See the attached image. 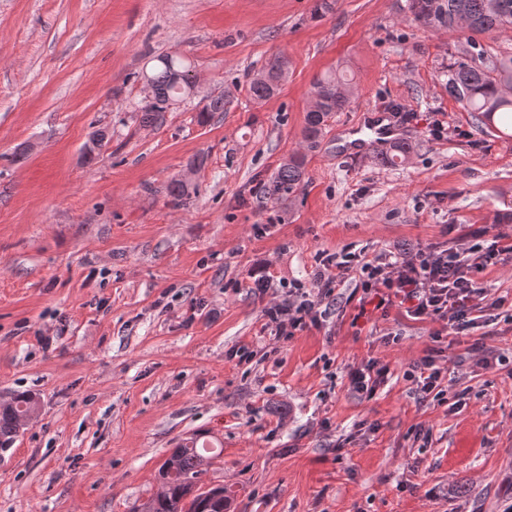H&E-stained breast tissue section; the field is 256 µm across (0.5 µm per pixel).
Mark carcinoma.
<instances>
[{
    "label": "carcinoma",
    "instance_id": "carcinoma-1",
    "mask_svg": "<svg viewBox=\"0 0 512 512\" xmlns=\"http://www.w3.org/2000/svg\"><path fill=\"white\" fill-rule=\"evenodd\" d=\"M407 8L414 20L424 26L444 27L453 32L460 27L472 33L508 32L512 30V0H407ZM473 42L459 51L448 66V93L458 100L467 112H475L484 124L493 123L498 112L512 114V55L496 58L488 66L474 62ZM190 69L181 57H156L151 73L144 75L151 88V99L137 107L139 124L160 126L165 112L174 101L189 96V86L180 76ZM264 79H251L247 92L251 99L262 101L272 97L288 76V58L277 56L262 67ZM350 79L342 72L328 73L315 79L313 97L317 102L307 112L303 130L304 139L314 143L322 135L329 116L345 110L351 97ZM207 104L198 112L197 122H208L213 112L224 111V97L203 96ZM305 158L293 156L283 163L274 179L266 186L268 195L296 192L304 175ZM168 196L175 206L186 204L190 185L182 179L169 184ZM38 409V399L31 393H21L11 402L0 404V450L12 447L22 422ZM208 443H199L195 437L176 448L164 462L159 478L166 488L142 504L141 512H224V485L217 484L203 491L197 486L212 456Z\"/></svg>",
    "mask_w": 512,
    "mask_h": 512
}]
</instances>
